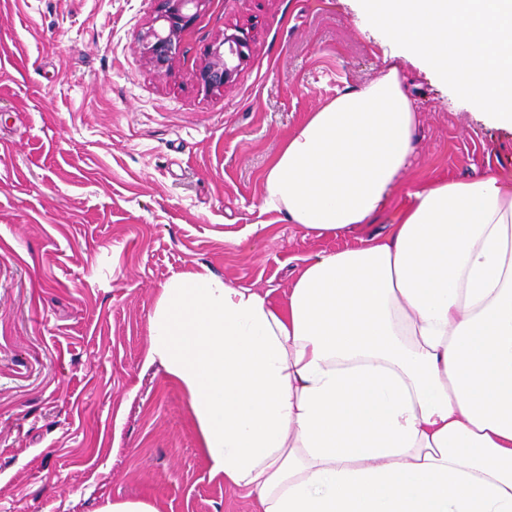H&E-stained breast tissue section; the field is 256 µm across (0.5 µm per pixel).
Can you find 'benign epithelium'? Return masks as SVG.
<instances>
[{
  "label": "benign epithelium",
  "mask_w": 512,
  "mask_h": 512,
  "mask_svg": "<svg viewBox=\"0 0 512 512\" xmlns=\"http://www.w3.org/2000/svg\"><path fill=\"white\" fill-rule=\"evenodd\" d=\"M211 0H157L156 16L145 34V50L158 70H168L180 53L186 34ZM248 30L233 26L205 49L204 61L195 73L196 84L207 94L220 92L231 83L249 58Z\"/></svg>",
  "instance_id": "benign-epithelium-1"
}]
</instances>
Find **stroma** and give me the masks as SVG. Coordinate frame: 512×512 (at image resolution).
I'll use <instances>...</instances> for the list:
<instances>
[{"mask_svg":"<svg viewBox=\"0 0 512 512\" xmlns=\"http://www.w3.org/2000/svg\"><path fill=\"white\" fill-rule=\"evenodd\" d=\"M155 7L0 0V512H260L211 475L187 396L144 364L162 287L205 267L283 304L307 258L385 234L421 182L491 169L512 185V130L408 63L419 142L381 217L306 234L263 209L266 173L391 48L356 0H209L159 71L141 46ZM235 25L250 56L205 94L204 48Z\"/></svg>","mask_w":512,"mask_h":512,"instance_id":"obj_1","label":"stroma"}]
</instances>
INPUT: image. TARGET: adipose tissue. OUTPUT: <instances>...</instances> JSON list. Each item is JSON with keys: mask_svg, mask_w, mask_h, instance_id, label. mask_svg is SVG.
Instances as JSON below:
<instances>
[{"mask_svg": "<svg viewBox=\"0 0 512 512\" xmlns=\"http://www.w3.org/2000/svg\"><path fill=\"white\" fill-rule=\"evenodd\" d=\"M417 130L390 66L288 136L262 206L317 236L372 223ZM145 362L261 512H512V188L491 170L421 184L386 236L307 259L284 306L183 273Z\"/></svg>", "mask_w": 512, "mask_h": 512, "instance_id": "obj_1", "label": "adipose tissue"}]
</instances>
